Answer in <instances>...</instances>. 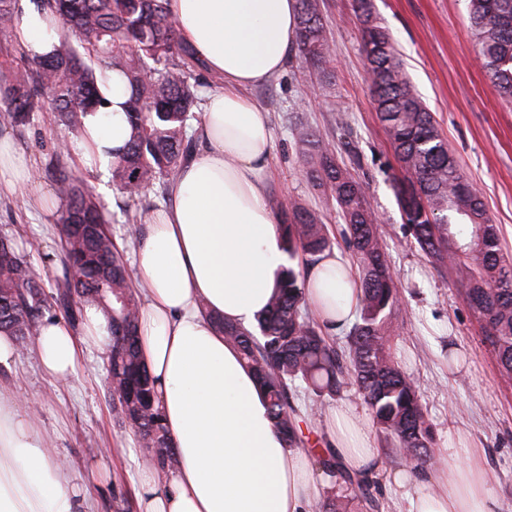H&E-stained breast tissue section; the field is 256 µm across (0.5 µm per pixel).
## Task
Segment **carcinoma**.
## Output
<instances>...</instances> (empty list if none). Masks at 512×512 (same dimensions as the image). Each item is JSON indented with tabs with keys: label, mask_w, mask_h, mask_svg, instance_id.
<instances>
[{
	"label": "carcinoma",
	"mask_w": 512,
	"mask_h": 512,
	"mask_svg": "<svg viewBox=\"0 0 512 512\" xmlns=\"http://www.w3.org/2000/svg\"><path fill=\"white\" fill-rule=\"evenodd\" d=\"M53 12L63 36L48 58L14 51L23 65L0 82V125L21 127L48 108L55 121L79 134L83 116L102 104L98 83L116 70L131 88L129 119L134 129L127 149L112 165V182L128 202L179 174L193 147L188 120L198 105L197 82L171 19L167 0H31ZM365 16L363 51L379 118L409 178L397 199L409 231L432 260L457 269L464 299L493 348L501 375L512 378V256L501 246L498 225L449 152L433 113L415 93L390 34L372 19L367 0H354ZM19 0H0V36L12 32ZM471 36L482 68L498 95L512 103V0H467ZM299 56L317 68L330 64L331 46L318 0H298ZM296 140L303 177L332 193L342 215L345 243L357 262L360 302L346 346L327 340L306 313L302 274L290 268L257 320V331L216 320L218 332L239 352L265 392L274 427L287 447L300 448L293 403L296 382L317 397L332 399L346 380L358 387L390 452L415 467L431 464L433 448L426 414L413 379L391 359L386 336L399 305L376 217L360 184L336 164L322 138L301 127ZM65 145L49 153L60 202L58 230L65 249L62 275L45 286L30 256L0 236V333L25 346L34 342L45 314L60 312L74 325L83 308L96 306L112 327L109 373L117 417L135 422L139 446L158 470L177 458L162 415L155 384L139 351V299L133 274L113 244L103 208L88 185L63 167ZM454 225L470 227L458 239ZM287 251L315 264L332 250L327 228L309 210L293 206L280 225ZM319 464L335 472L364 512L378 504L368 480L341 469L331 448L317 450Z\"/></svg>",
	"instance_id": "1"
}]
</instances>
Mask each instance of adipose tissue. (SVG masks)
I'll return each mask as SVG.
<instances>
[{
  "label": "adipose tissue",
  "instance_id": "ef3b65f1",
  "mask_svg": "<svg viewBox=\"0 0 512 512\" xmlns=\"http://www.w3.org/2000/svg\"><path fill=\"white\" fill-rule=\"evenodd\" d=\"M177 31L223 85L209 91L196 125L197 149L169 185L165 205L140 229L134 287L141 301L139 347L158 386L176 466L144 471L141 512H309L318 496L308 456L285 447L252 371L217 334L213 317L253 328L284 269L280 216L262 174L273 149L268 112L250 95L286 66L297 39V0H168ZM61 27L21 0L12 34L33 57L52 54ZM104 106L86 113L68 151L87 174L107 181L132 137L131 89L110 72ZM304 292L329 335L350 322L360 290L352 267L326 253L304 274ZM112 343L107 318L85 310L82 335L58 319L41 322L34 347L42 370L63 381L82 349ZM324 427L348 472L380 466L369 429L352 408L328 412ZM450 485H443L444 475ZM482 455L468 449L448 468L439 456L421 477L428 491L411 512H499ZM0 512H93L65 459L46 452L43 434L0 394Z\"/></svg>",
  "mask_w": 512,
  "mask_h": 512
}]
</instances>
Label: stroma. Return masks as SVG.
<instances>
[{"instance_id": "35a3bbf8", "label": "stroma", "mask_w": 512, "mask_h": 512, "mask_svg": "<svg viewBox=\"0 0 512 512\" xmlns=\"http://www.w3.org/2000/svg\"><path fill=\"white\" fill-rule=\"evenodd\" d=\"M369 7L392 36L414 90L433 112L449 149L480 190L488 216L512 251V104L500 99L476 58L465 0H369ZM322 12L335 48L328 71L304 67L293 56L281 75L252 92L273 125L268 194L283 208L300 205L314 212L342 252L343 221L335 201L299 173L295 127L316 131L337 164L362 184L381 219L387 264L399 290L400 305L390 324L391 353L417 382L433 446L439 452L448 447L481 449L500 512H512V379L501 375L454 269L435 266L405 226L395 186L406 174L378 117L362 25L352 0H323ZM67 136L45 111L34 113L26 127L0 128V137L9 138L34 170L30 183L0 198V232L12 235L30 253L47 283L62 272L55 261L58 218L35 210L30 199L53 194L47 155ZM98 199L109 215L116 247L126 261H133L135 240L128 217L144 219L163 204L165 190L154 189L131 207L120 197L102 193ZM107 357L104 351L83 353L70 379L57 382L41 371L34 347L21 348L14 362L0 365V388L19 401L38 402L37 423L50 454L68 460L75 483L87 490L95 512H140L138 479L146 467V451L134 429L114 415ZM294 403L308 418L301 430L314 448L330 444L323 417L332 408L349 404L361 417L369 415L352 386L324 402L301 389ZM371 438L382 463L372 480L378 512H409L415 483L395 485L393 476L403 470V462L389 455L379 432Z\"/></svg>"}]
</instances>
